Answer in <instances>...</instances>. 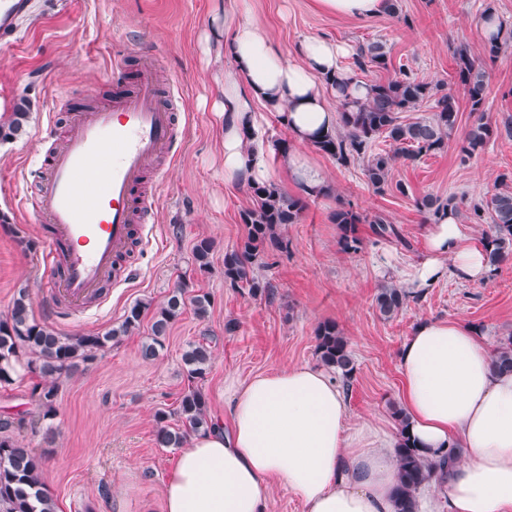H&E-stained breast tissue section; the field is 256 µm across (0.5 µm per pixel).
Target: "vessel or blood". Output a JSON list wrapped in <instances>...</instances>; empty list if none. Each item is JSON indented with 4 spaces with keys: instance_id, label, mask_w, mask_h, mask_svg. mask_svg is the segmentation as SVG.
Masks as SVG:
<instances>
[{
    "instance_id": "vessel-or-blood-1",
    "label": "vessel or blood",
    "mask_w": 512,
    "mask_h": 512,
    "mask_svg": "<svg viewBox=\"0 0 512 512\" xmlns=\"http://www.w3.org/2000/svg\"><path fill=\"white\" fill-rule=\"evenodd\" d=\"M31 0H0V46L14 43ZM159 60L144 61L126 91L123 62L112 67V96L76 108L74 136L41 160L42 175L22 212L46 227L44 263L55 312L87 310L101 284L121 279L119 259L133 242L148 243L156 197L144 185L147 166L175 158L189 119H178L155 79Z\"/></svg>"
}]
</instances>
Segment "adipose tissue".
<instances>
[{
	"mask_svg": "<svg viewBox=\"0 0 512 512\" xmlns=\"http://www.w3.org/2000/svg\"><path fill=\"white\" fill-rule=\"evenodd\" d=\"M347 45L304 39L287 61L251 21L224 19V179L267 181L263 110L281 115L303 143L336 122L329 98ZM250 137H243V130ZM487 279L485 249L452 211L430 224L426 252L411 286L428 288L447 271ZM409 431L426 459L458 444L446 512H512V373L491 368V351L475 328L420 322L399 353ZM336 380L307 365L254 375L233 384L227 422H215L181 448L162 492V512H265L275 483L299 498L304 512H395L398 483L393 440L364 422L349 426Z\"/></svg>",
	"mask_w": 512,
	"mask_h": 512,
	"instance_id": "1",
	"label": "adipose tissue"
}]
</instances>
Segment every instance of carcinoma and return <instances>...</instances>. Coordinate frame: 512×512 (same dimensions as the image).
Here are the masks:
<instances>
[{
    "label": "carcinoma",
    "mask_w": 512,
    "mask_h": 512,
    "mask_svg": "<svg viewBox=\"0 0 512 512\" xmlns=\"http://www.w3.org/2000/svg\"><path fill=\"white\" fill-rule=\"evenodd\" d=\"M503 29L504 25H498V32L484 41V53L490 59L497 57L506 44ZM454 57L455 84L464 91L470 112L476 115L473 125L458 144L460 159L466 161L482 152L501 134L512 137V120L500 127L485 118L488 90L485 69L465 46L457 47ZM387 63V52L379 42L359 45L354 56V65L361 71L368 66L385 67ZM366 88L367 94L363 99L345 97L340 100L336 126L319 131L312 146L341 166L363 163L368 182L381 191L388 184L395 159L415 162L426 154L447 149L448 137L458 120L457 102L454 93L444 89V84L421 80L403 66L399 67V76L387 82L368 83ZM428 102L432 103L430 117L414 122L401 120L402 113L414 112ZM379 139L395 146L394 152L373 151ZM250 190L253 204L240 214L247 232L235 248L224 253V282L233 288H247L256 296L269 292V288L255 275V268L265 264L270 252L284 248L277 230L283 225L298 223L304 200L282 192L273 184L255 183ZM418 206L433 217L449 207L459 210L453 196L446 200L427 196ZM333 219L342 231L340 245L345 251L359 249L361 239L356 235V225L362 223L372 225L375 236L386 240L394 238L401 245L408 246L395 226L381 215L368 218L350 207H342L336 210ZM467 219L473 224L489 225L483 245L491 266L496 268L512 258L511 189H497L471 205ZM211 252L212 243L207 239L194 246L193 259L199 272H209ZM186 288L185 283H178L166 302L154 312L151 341L142 350L145 358L156 356L158 349L163 347L162 339L170 323L177 319L185 306ZM408 298L409 292L392 283L381 286L376 295L380 316L393 318L404 308ZM147 308L149 305L143 302L133 304L121 324L103 335H62L32 316L27 291L20 290L10 311L0 318V386L12 384L20 368L40 377L41 381L31 389L30 399L41 410L42 417L52 415L58 381L78 370L80 365L94 360L96 353L107 344L136 329ZM315 338L321 363L340 372L344 384H349L355 368L348 341L336 323H319ZM209 347V342L202 341L183 353L188 381L202 380L208 374ZM491 365L495 371L512 372V336L494 349ZM207 410L208 402L202 391L190 389L176 411L181 427L175 429L167 425V412L157 413L156 420L160 423L158 444L163 448H181L190 435L206 432L211 427ZM394 417L398 421L396 512H414L416 491L432 480L443 483L449 469L460 460L463 450L453 444L438 461L429 462L421 457L407 434L405 412L397 409ZM14 427V421L8 418L0 420V512H55L54 501L40 479L41 458L9 435Z\"/></svg>",
    "instance_id": "carcinoma-1"
}]
</instances>
